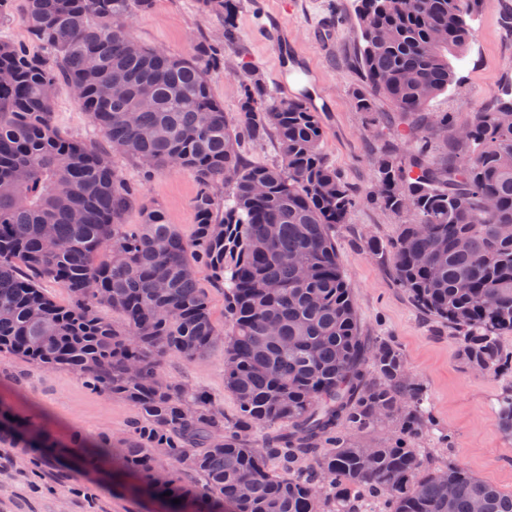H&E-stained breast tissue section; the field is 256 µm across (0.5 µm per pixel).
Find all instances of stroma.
I'll use <instances>...</instances> for the list:
<instances>
[{"mask_svg":"<svg viewBox=\"0 0 512 512\" xmlns=\"http://www.w3.org/2000/svg\"><path fill=\"white\" fill-rule=\"evenodd\" d=\"M238 2L237 40L225 50L224 63L212 80L226 123L233 126L238 121L242 66L260 73L274 98H284L277 48L262 39L261 31L273 24L286 29L295 49L288 58L289 70H306L305 84L325 105L319 115L323 151L363 198L347 223L336 227L338 261L351 288L360 333L368 340L394 341L411 374L425 385L434 420L452 437L447 447L429 436L421 440L433 465L456 462L512 492V438L500 434L493 422L499 396L512 391V374L466 369L457 357L454 330L417 307L397 286L388 263L367 247L371 238L383 243L394 239L400 224L398 217L366 200L374 188L373 159L385 147L407 154L411 143L388 106L374 113L353 106L352 94L362 85L355 62L360 48L356 0H290L288 12L281 8L283 0ZM509 11L512 0H483L470 20L474 38L464 59L454 64L456 81L430 102L429 111L453 113L463 125L473 113L491 108L494 92L512 81V25L505 22ZM127 24L138 43L177 56L193 55L200 36L219 41L224 34L222 20L202 10L198 0H153L149 10L133 12ZM53 122L64 134L109 150L113 167L138 188L141 200L163 209L184 235L193 234L192 202L199 183L192 172L161 170L144 178L136 161L110 151L64 82L55 89ZM163 370L207 394L227 419L236 417L237 403L224 387L222 348L191 362L168 355ZM0 409L31 416L59 448L36 475L19 463L0 464V512H160L158 502L133 494L126 481L114 476L111 463L86 470L67 449L75 429L91 441L120 437L137 415L130 402L91 392L71 370H40L4 353L0 354Z\"/></svg>","mask_w":512,"mask_h":512,"instance_id":"obj_1","label":"stroma"}]
</instances>
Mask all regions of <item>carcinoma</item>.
I'll return each mask as SVG.
<instances>
[{
  "mask_svg": "<svg viewBox=\"0 0 512 512\" xmlns=\"http://www.w3.org/2000/svg\"><path fill=\"white\" fill-rule=\"evenodd\" d=\"M198 2L224 22L230 46L235 0ZM481 2L360 0L366 82L353 104L371 112L386 101L412 143L375 162L380 191L367 201L408 221L369 249L418 307L456 331L468 369L499 375L512 373L501 341L512 333V87L462 127L449 112L426 113L455 81L449 57L464 58L467 18ZM151 3L0 0V18L17 10L43 50L0 38V70L11 74L0 82V352L69 368L89 390L133 403L137 417L117 443L76 435L71 447L88 469L112 460L165 512H512V493L456 463L439 470L414 447L432 432L423 384L391 340L360 336L336 256V225L359 199L323 153L318 113L272 97L246 67L240 119L228 126L211 89L220 60L206 38L191 57L145 46L135 54L113 28V17ZM118 77L130 94L112 96ZM61 79L112 150L137 159L146 176L166 167L197 177L192 237L140 203L108 152L55 127L44 88ZM144 96L153 107H140ZM439 127L448 139L432 136ZM271 130L279 162H244L241 144ZM437 143L453 158H436ZM134 208L140 223H125ZM202 269L224 289L226 331L212 319ZM46 281L68 302L47 294ZM219 345L238 407L231 421L162 373L169 354L190 362ZM385 423L397 435L378 447L354 439ZM494 425L512 437V394L498 399ZM257 427L266 429L259 444ZM0 446L23 461L54 443L29 418L1 411ZM273 460L281 472L269 469ZM194 473L203 487L183 482Z\"/></svg>",
  "mask_w": 512,
  "mask_h": 512,
  "instance_id": "obj_1",
  "label": "carcinoma"
}]
</instances>
